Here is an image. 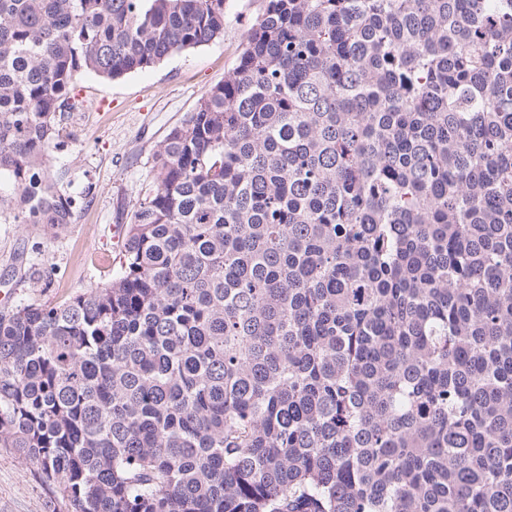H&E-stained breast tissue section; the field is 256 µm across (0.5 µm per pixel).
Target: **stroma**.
<instances>
[{
  "instance_id": "1",
  "label": "stroma",
  "mask_w": 512,
  "mask_h": 512,
  "mask_svg": "<svg viewBox=\"0 0 512 512\" xmlns=\"http://www.w3.org/2000/svg\"><path fill=\"white\" fill-rule=\"evenodd\" d=\"M265 0H226L224 35L116 79L76 82V110L62 118L54 170L78 202L72 224H17L0 211V311L53 306L103 285L120 270V235L152 181V155L198 99L223 82ZM0 512H68L41 470L0 448Z\"/></svg>"
}]
</instances>
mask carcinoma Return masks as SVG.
I'll list each match as a JSON object with an SVG mask.
<instances>
[{"instance_id":"cac0c4a2","label":"carcinoma","mask_w":512,"mask_h":512,"mask_svg":"<svg viewBox=\"0 0 512 512\" xmlns=\"http://www.w3.org/2000/svg\"><path fill=\"white\" fill-rule=\"evenodd\" d=\"M224 0H0V207L59 228L81 73ZM111 282L0 314V447L71 512H512V0H266Z\"/></svg>"}]
</instances>
